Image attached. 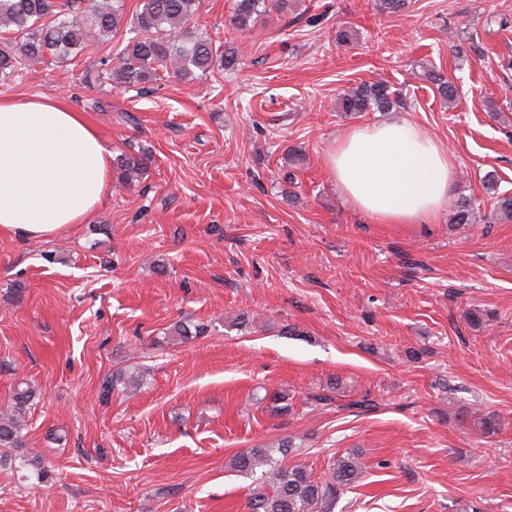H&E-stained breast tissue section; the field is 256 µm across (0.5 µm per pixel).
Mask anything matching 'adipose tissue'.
<instances>
[{
	"label": "adipose tissue",
	"instance_id": "ef3b65f1",
	"mask_svg": "<svg viewBox=\"0 0 512 512\" xmlns=\"http://www.w3.org/2000/svg\"><path fill=\"white\" fill-rule=\"evenodd\" d=\"M345 201L378 224H431L448 201L453 159L405 119L354 126L328 157ZM112 155L65 100L0 98V236L47 240L108 196Z\"/></svg>",
	"mask_w": 512,
	"mask_h": 512
}]
</instances>
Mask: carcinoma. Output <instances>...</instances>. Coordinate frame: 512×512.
I'll use <instances>...</instances> for the list:
<instances>
[{"label": "carcinoma", "instance_id": "1", "mask_svg": "<svg viewBox=\"0 0 512 512\" xmlns=\"http://www.w3.org/2000/svg\"><path fill=\"white\" fill-rule=\"evenodd\" d=\"M200 0H139V9L126 16V0H0V29L12 37H0V80L6 81L44 62L49 55L66 58L83 50L87 37L126 36L115 55L103 57L83 71L88 86L109 84L117 89L136 88L159 79L160 73L189 83L215 69L232 70L237 64L231 47L219 49L213 39L195 27ZM267 0H234L230 25L242 30L250 25ZM448 106L457 105L455 85L440 75L431 77ZM397 103L383 81L362 83L345 91L336 102L339 112H384ZM151 164L145 152L126 154L112 161L117 182L127 185L142 178ZM493 209L500 221H512V194L499 193L494 178L486 180ZM476 203L463 200L452 217L454 224H469ZM207 331L204 324L189 326L177 322L171 335L185 342ZM139 386L136 375L106 376L100 384L102 400L112 397L116 386ZM36 391L25 381L17 383L12 399L0 410V447H25L27 420ZM293 448L285 440L276 446L253 448L231 462L238 472L260 473V482L250 495L251 512H330L341 488L350 485L364 471L356 453L338 458L326 477H315L301 464L286 465Z\"/></svg>", "mask_w": 512, "mask_h": 512}]
</instances>
